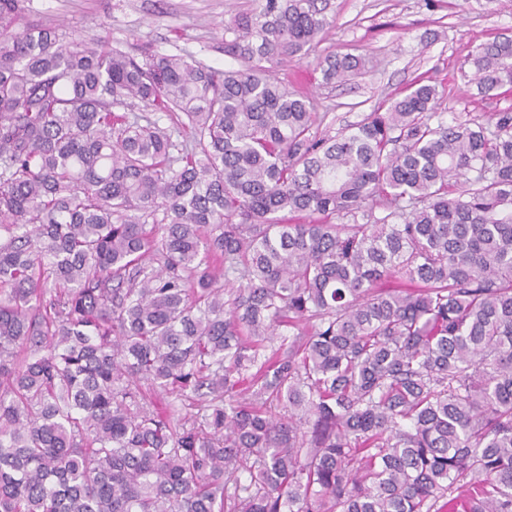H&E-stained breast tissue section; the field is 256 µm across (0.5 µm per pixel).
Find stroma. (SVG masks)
I'll return each instance as SVG.
<instances>
[{"mask_svg":"<svg viewBox=\"0 0 512 512\" xmlns=\"http://www.w3.org/2000/svg\"><path fill=\"white\" fill-rule=\"evenodd\" d=\"M27 19L90 45L132 55L180 54L215 67L231 65L224 27L254 11L257 0H22ZM330 21L316 50L275 75L308 94L316 135H336L424 81L440 92L448 120L486 119L512 109V92L483 96L461 75L477 46L512 36V0H326ZM341 51L362 56L349 80L323 84L319 61Z\"/></svg>","mask_w":512,"mask_h":512,"instance_id":"35a3bbf8","label":"stroma"}]
</instances>
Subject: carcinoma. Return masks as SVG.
<instances>
[{
  "label": "carcinoma",
  "instance_id": "carcinoma-1",
  "mask_svg": "<svg viewBox=\"0 0 512 512\" xmlns=\"http://www.w3.org/2000/svg\"><path fill=\"white\" fill-rule=\"evenodd\" d=\"M328 26L261 0L219 69L0 0V512H512V112L318 137L266 63Z\"/></svg>",
  "mask_w": 512,
  "mask_h": 512
}]
</instances>
